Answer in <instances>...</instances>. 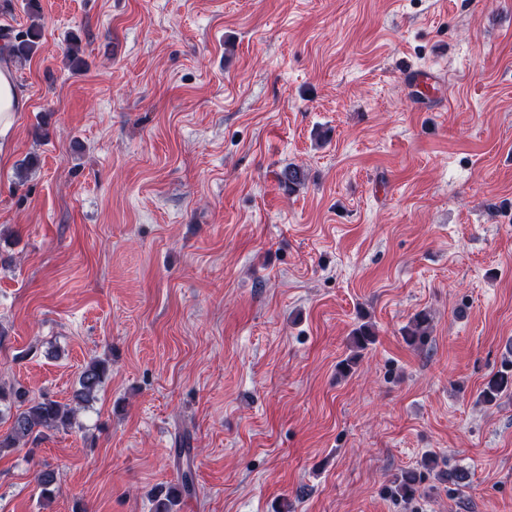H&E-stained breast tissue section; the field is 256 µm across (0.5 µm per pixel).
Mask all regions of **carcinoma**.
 <instances>
[{
    "instance_id": "carcinoma-1",
    "label": "carcinoma",
    "mask_w": 512,
    "mask_h": 512,
    "mask_svg": "<svg viewBox=\"0 0 512 512\" xmlns=\"http://www.w3.org/2000/svg\"><path fill=\"white\" fill-rule=\"evenodd\" d=\"M39 39V30L32 25L25 32V36L14 37L5 44V47L11 58L25 61L37 49ZM304 181L305 172L298 166H289L280 174L281 186L290 193L296 191ZM430 336V318L426 311L415 314L402 330L404 342L414 349L425 347ZM107 372L106 362L99 359L88 361L81 370L79 388L73 394V402L68 404H62L46 396L32 401L27 399L26 391L21 388H13L9 392L0 388V401L12 398L21 403V408L10 416L8 432L0 435V452L6 448H18L29 442L40 441L47 431L73 427L78 411L95 399ZM509 390H512V368L493 374L486 381L480 398L485 404L492 405ZM419 481L420 474L412 469L404 470L394 478L397 492L403 496L416 493ZM37 483L41 498L50 500L55 497L58 487L53 471H40ZM193 489V474L188 468L182 472L176 487L169 490L164 497L155 500L154 512H173L181 498L191 495Z\"/></svg>"
}]
</instances>
